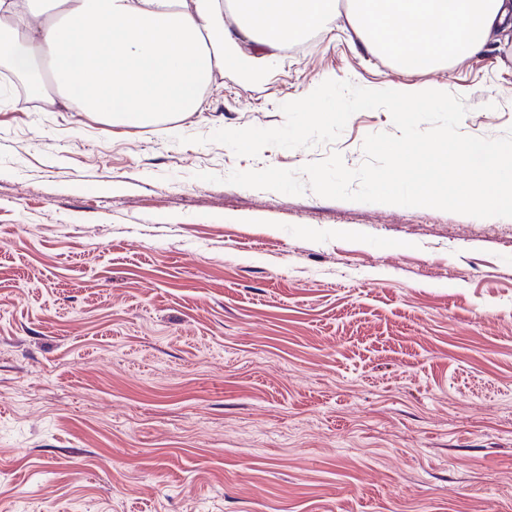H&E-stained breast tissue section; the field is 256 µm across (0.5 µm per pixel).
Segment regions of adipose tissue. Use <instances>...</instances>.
Instances as JSON below:
<instances>
[{"mask_svg":"<svg viewBox=\"0 0 512 512\" xmlns=\"http://www.w3.org/2000/svg\"><path fill=\"white\" fill-rule=\"evenodd\" d=\"M0 0V54L29 71L50 66L64 105L143 127L199 106L204 84L233 63L256 61L238 42L265 32L274 46L327 27L336 0H236V33L219 0ZM349 23L367 51L410 72L512 41V0H349Z\"/></svg>","mask_w":512,"mask_h":512,"instance_id":"ef3b65f1","label":"adipose tissue"}]
</instances>
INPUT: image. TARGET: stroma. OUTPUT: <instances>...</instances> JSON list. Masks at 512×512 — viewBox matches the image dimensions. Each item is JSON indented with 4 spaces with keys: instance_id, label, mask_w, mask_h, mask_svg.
Here are the masks:
<instances>
[{
    "instance_id": "obj_1",
    "label": "stroma",
    "mask_w": 512,
    "mask_h": 512,
    "mask_svg": "<svg viewBox=\"0 0 512 512\" xmlns=\"http://www.w3.org/2000/svg\"><path fill=\"white\" fill-rule=\"evenodd\" d=\"M348 8L145 127L0 84V512H512V218L224 181L358 167L384 109L310 148L210 140L328 79L512 127L511 45L410 73Z\"/></svg>"
}]
</instances>
